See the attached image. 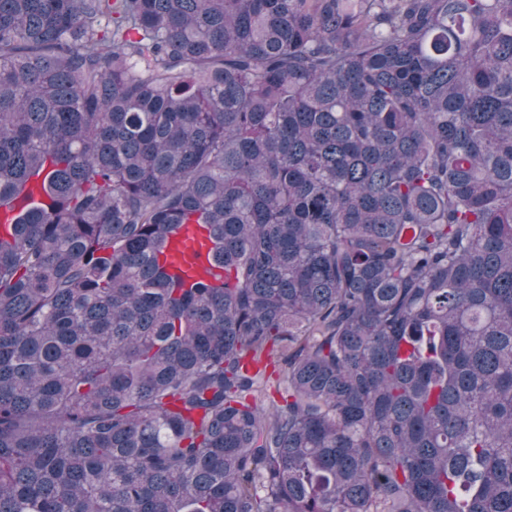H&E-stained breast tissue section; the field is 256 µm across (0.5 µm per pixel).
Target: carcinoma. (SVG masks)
<instances>
[{"instance_id": "cac0c4a2", "label": "carcinoma", "mask_w": 512, "mask_h": 512, "mask_svg": "<svg viewBox=\"0 0 512 512\" xmlns=\"http://www.w3.org/2000/svg\"><path fill=\"white\" fill-rule=\"evenodd\" d=\"M38 190L0 512H512V0H0ZM201 242L204 243V246H200ZM208 247L210 245L205 244L198 226L196 224H185L173 239L171 251L167 253L170 264H173V267H170L171 272H175L174 268L176 267L185 269L183 260H189L190 257L194 270L190 275L195 279L201 277V279L215 281V277L219 275L224 280V270L212 266L207 260ZM193 251H199L200 257L193 259ZM182 253L184 254L182 255Z\"/></svg>"}]
</instances>
